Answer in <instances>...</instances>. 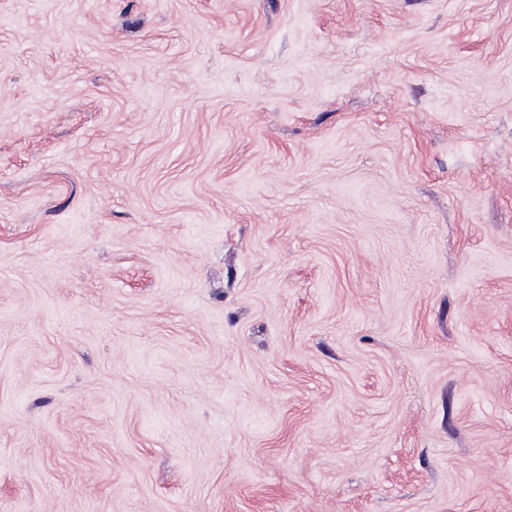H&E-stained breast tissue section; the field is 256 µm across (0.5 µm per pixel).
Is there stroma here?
I'll use <instances>...</instances> for the list:
<instances>
[{
  "label": "stroma",
  "instance_id": "stroma-1",
  "mask_svg": "<svg viewBox=\"0 0 512 512\" xmlns=\"http://www.w3.org/2000/svg\"><path fill=\"white\" fill-rule=\"evenodd\" d=\"M0 512H512V0H0Z\"/></svg>",
  "mask_w": 512,
  "mask_h": 512
}]
</instances>
